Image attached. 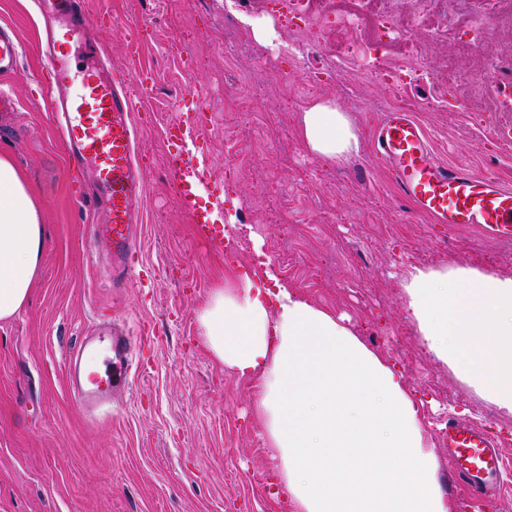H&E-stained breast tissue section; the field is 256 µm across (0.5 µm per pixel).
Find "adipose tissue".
Listing matches in <instances>:
<instances>
[{"mask_svg":"<svg viewBox=\"0 0 512 512\" xmlns=\"http://www.w3.org/2000/svg\"><path fill=\"white\" fill-rule=\"evenodd\" d=\"M298 123L321 160L340 163L361 149L348 115L330 102L313 104ZM43 243L33 192L0 156V319L27 302ZM405 288L431 349L512 413V277L416 268ZM199 321L225 371L261 380L253 412L293 512H449L401 375L342 320L267 267L225 281Z\"/></svg>","mask_w":512,"mask_h":512,"instance_id":"obj_1","label":"adipose tissue"}]
</instances>
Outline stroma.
<instances>
[{
  "instance_id": "35a3bbf8",
  "label": "stroma",
  "mask_w": 512,
  "mask_h": 512,
  "mask_svg": "<svg viewBox=\"0 0 512 512\" xmlns=\"http://www.w3.org/2000/svg\"><path fill=\"white\" fill-rule=\"evenodd\" d=\"M99 23L92 34L113 69L136 89L154 79L135 120L145 184L140 279L113 293L88 255L80 177L66 170L61 138L46 110L41 22L31 0H0V25L22 45L19 71L0 79L19 103L6 116L0 153L11 156L40 206L44 245L27 304L0 320V512H292L256 423L259 378L225 372L200 338L198 313L225 278L261 263L314 305L344 318L402 374L430 447L443 421L486 427L512 463V415L456 366L429 351L403 286L412 267L458 265L512 277V239L472 226L434 223L402 198L373 148L386 110H411L437 157L512 186V145L496 135L512 124V95L460 102L442 64L469 69L446 30L457 16L418 18V0H400L411 25L395 47L399 68L372 70L347 35L322 52L335 17L309 25L313 5L281 15V0H83ZM243 46L224 49V21ZM271 35L257 40L254 26ZM284 99L282 109L224 106L236 92ZM329 101L360 129L359 154L336 165L310 155L300 112ZM181 119L191 159L193 206L178 198L165 161L166 123ZM211 214L228 248L209 255L197 215ZM297 258L282 265L277 251ZM331 254L313 270L309 258ZM149 329L129 393L111 413L77 407L67 366L95 309Z\"/></svg>"
}]
</instances>
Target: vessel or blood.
Listing matches in <instances>:
<instances>
[{
  "instance_id": "b4317fda",
  "label": "vessel or blood",
  "mask_w": 512,
  "mask_h": 512,
  "mask_svg": "<svg viewBox=\"0 0 512 512\" xmlns=\"http://www.w3.org/2000/svg\"><path fill=\"white\" fill-rule=\"evenodd\" d=\"M45 21L40 52L51 73V110L62 128L66 163L83 177L82 199L94 214L88 224L95 261L106 262L111 287L134 279L132 257L139 252L140 203L145 188L135 162L134 98L124 79L106 75L102 51L88 37L93 25L83 0H36ZM21 44L13 31L0 29V75L18 71ZM167 136L172 175L189 159L178 143L184 133L172 121ZM374 146L392 171L398 190L435 223L483 227L491 235L512 237V189L489 177L440 162L414 118L404 109L387 112L374 133ZM137 337L98 322L94 335L80 339L72 355L68 385L84 409L111 405L130 385ZM102 358V375H83L86 353ZM440 439L454 477L466 484L474 500L495 499L502 481V457L489 432L476 424L448 419Z\"/></svg>"
}]
</instances>
